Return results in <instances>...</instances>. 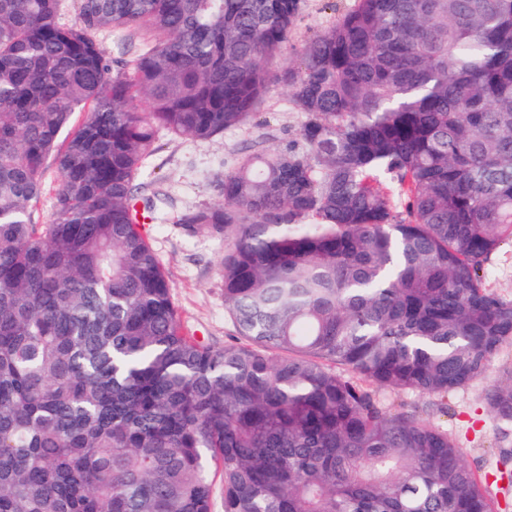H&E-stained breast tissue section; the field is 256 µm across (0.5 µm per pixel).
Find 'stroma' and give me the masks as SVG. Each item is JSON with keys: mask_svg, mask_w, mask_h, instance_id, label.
Returning a JSON list of instances; mask_svg holds the SVG:
<instances>
[{"mask_svg": "<svg viewBox=\"0 0 512 512\" xmlns=\"http://www.w3.org/2000/svg\"><path fill=\"white\" fill-rule=\"evenodd\" d=\"M350 3L305 0L291 44L328 28ZM285 98L283 87H273L262 109V131L271 147L294 138L302 121L299 113L287 110ZM247 138L239 129L209 140L159 132L157 149L138 177L143 199L153 204L145 226L147 238L162 263L182 322L190 335L218 348L237 341L224 309V242L203 232L186 231L178 218L186 210L216 200V178L229 165L232 151L244 146ZM485 390V382L478 381L457 392L448 400L447 415L439 419L459 441L467 464L483 470L501 448L496 422L484 405Z\"/></svg>", "mask_w": 512, "mask_h": 512, "instance_id": "1", "label": "stroma"}]
</instances>
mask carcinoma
I'll list each match as a JSON object with an SVG mask.
<instances>
[{"mask_svg":"<svg viewBox=\"0 0 512 512\" xmlns=\"http://www.w3.org/2000/svg\"><path fill=\"white\" fill-rule=\"evenodd\" d=\"M0 0V512H499L444 411L512 344V0ZM121 36L109 58L98 35ZM137 48L131 69L124 56ZM179 222L243 342L184 333L136 209L156 137L256 126ZM148 110L140 109V103ZM77 112L84 122L64 136ZM55 165L50 218L33 203ZM485 405L512 435V378ZM302 18L290 37V46L299 45L315 33L328 28L352 0H304ZM286 90L281 86L273 87L261 110L265 120L260 130L267 137V145L271 147L286 144L294 138L301 124V115L289 112L285 105ZM487 283L498 294L512 298V244L507 241L485 267Z\"/></svg>","mask_w":512,"mask_h":512,"instance_id":"1","label":"carcinoma"}]
</instances>
